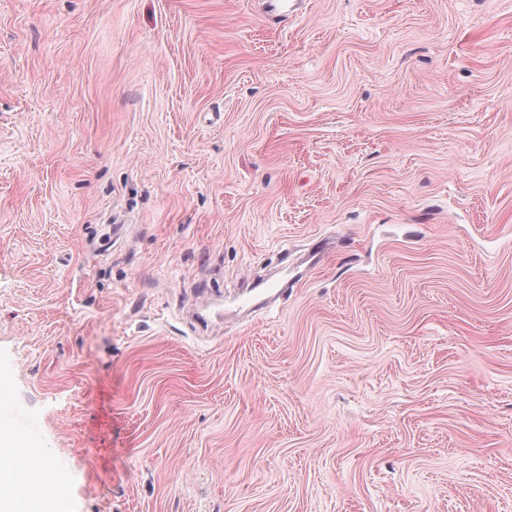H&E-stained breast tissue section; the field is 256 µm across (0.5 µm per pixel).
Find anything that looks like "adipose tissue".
<instances>
[{
	"instance_id": "ef3b65f1",
	"label": "adipose tissue",
	"mask_w": 512,
	"mask_h": 512,
	"mask_svg": "<svg viewBox=\"0 0 512 512\" xmlns=\"http://www.w3.org/2000/svg\"><path fill=\"white\" fill-rule=\"evenodd\" d=\"M0 449L12 452L38 477V487L20 494L19 473L12 467H0V512H62L66 481L55 468L28 448L22 433L0 422Z\"/></svg>"
}]
</instances>
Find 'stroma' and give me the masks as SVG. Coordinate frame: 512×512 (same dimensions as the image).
<instances>
[{"mask_svg": "<svg viewBox=\"0 0 512 512\" xmlns=\"http://www.w3.org/2000/svg\"><path fill=\"white\" fill-rule=\"evenodd\" d=\"M263 2L0 0L26 438L68 512H512V0Z\"/></svg>", "mask_w": 512, "mask_h": 512, "instance_id": "obj_1", "label": "stroma"}]
</instances>
